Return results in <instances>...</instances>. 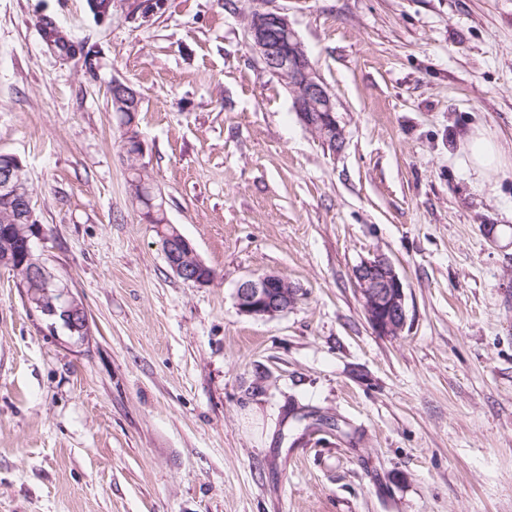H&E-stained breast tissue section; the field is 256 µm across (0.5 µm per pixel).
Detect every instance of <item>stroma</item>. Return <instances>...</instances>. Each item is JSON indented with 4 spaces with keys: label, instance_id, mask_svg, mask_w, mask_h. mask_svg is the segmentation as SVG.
<instances>
[{
    "label": "stroma",
    "instance_id": "stroma-1",
    "mask_svg": "<svg viewBox=\"0 0 512 512\" xmlns=\"http://www.w3.org/2000/svg\"><path fill=\"white\" fill-rule=\"evenodd\" d=\"M0 0V151L37 251L90 318L50 328L0 268V512H512V0ZM287 15L332 93L331 150L250 47ZM50 15L99 75L44 46ZM141 98L144 163L215 277L184 283L130 197L109 83ZM401 277L397 336L352 271ZM297 302L241 314L245 279ZM467 161L482 178L508 169L505 151L498 140L483 128H475L464 146ZM363 310L370 325L384 336H397L406 325L404 284L384 255L364 259L353 269ZM236 298L240 313L274 317L288 311L295 304L297 294L285 278L265 274L242 281L236 290Z\"/></svg>",
    "mask_w": 512,
    "mask_h": 512
}]
</instances>
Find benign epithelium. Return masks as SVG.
I'll use <instances>...</instances> for the list:
<instances>
[{
    "label": "benign epithelium",
    "instance_id": "1",
    "mask_svg": "<svg viewBox=\"0 0 512 512\" xmlns=\"http://www.w3.org/2000/svg\"><path fill=\"white\" fill-rule=\"evenodd\" d=\"M88 4L91 12L101 21L106 22L112 18V0H88ZM38 28L46 48L57 58L67 60L84 57L78 50L67 55L58 52L61 42H67L69 38L56 19L44 15L38 21ZM248 33L252 51L265 68L292 93L293 109L301 123L331 148L341 147L344 131L336 118L333 97L318 77L288 17L273 11L253 12L248 19ZM124 141L125 156L130 161V167L141 174L140 199L147 203L152 215H166L162 197L144 196V189L152 185V180L144 177L146 166L139 163L145 154V144L136 129V122L125 126ZM22 169L23 165L17 156L0 152V190L26 202L25 223L14 225V229L7 230V233L13 232L18 237L31 230L40 236L43 227L29 203L30 192L26 185L16 179V173ZM167 263L186 283L205 286L213 280L212 271L198 257L191 242L182 235L171 242ZM12 271L26 280L40 283L44 288L57 287V276L31 247L17 256ZM353 278L370 325L384 336L399 335L407 321L406 295L403 281L391 260L384 255L365 259L354 267ZM236 298L240 313L274 317L291 308L297 294L285 278L265 274L242 281L236 290Z\"/></svg>",
    "mask_w": 512,
    "mask_h": 512
}]
</instances>
